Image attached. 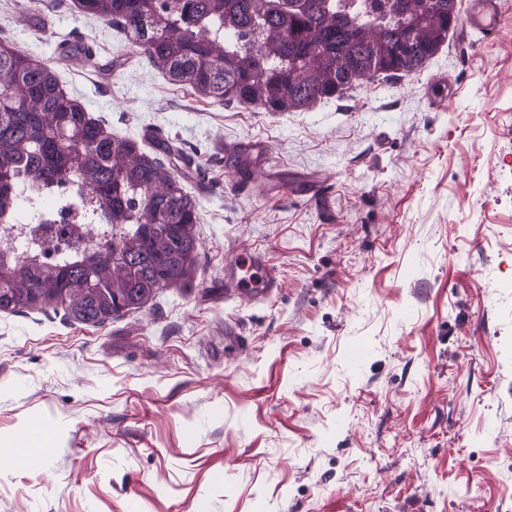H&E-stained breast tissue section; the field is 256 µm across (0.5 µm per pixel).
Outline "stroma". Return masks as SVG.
Instances as JSON below:
<instances>
[{"label": "stroma", "instance_id": "35a3bbf8", "mask_svg": "<svg viewBox=\"0 0 512 512\" xmlns=\"http://www.w3.org/2000/svg\"><path fill=\"white\" fill-rule=\"evenodd\" d=\"M416 73L297 112L175 85L72 0H0L198 203L191 276L104 326L0 313V512H512V0ZM74 34L99 71L59 56ZM448 102L429 106L437 80ZM261 254L278 286L224 285Z\"/></svg>", "mask_w": 512, "mask_h": 512}]
</instances>
